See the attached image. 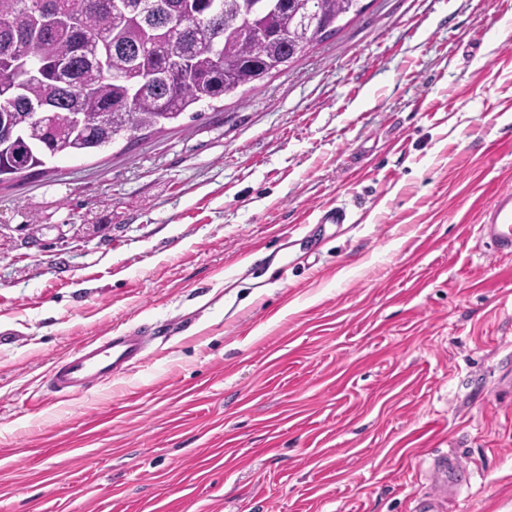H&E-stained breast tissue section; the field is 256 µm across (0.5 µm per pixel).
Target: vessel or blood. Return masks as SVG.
<instances>
[{
    "label": "vessel or blood",
    "mask_w": 512,
    "mask_h": 512,
    "mask_svg": "<svg viewBox=\"0 0 512 512\" xmlns=\"http://www.w3.org/2000/svg\"><path fill=\"white\" fill-rule=\"evenodd\" d=\"M478 233L496 253H512V190L497 191L481 212ZM153 338L129 331L92 340L78 351L56 361L46 374L59 399L77 402L91 384L125 375L145 353Z\"/></svg>",
    "instance_id": "vessel-or-blood-1"
}]
</instances>
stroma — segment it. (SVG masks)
Listing matches in <instances>:
<instances>
[{"label": "stroma", "instance_id": "35a3bbf8", "mask_svg": "<svg viewBox=\"0 0 512 512\" xmlns=\"http://www.w3.org/2000/svg\"><path fill=\"white\" fill-rule=\"evenodd\" d=\"M362 2L199 119L0 185V512H512V254L477 233L512 0ZM138 327L80 412L43 385Z\"/></svg>", "mask_w": 512, "mask_h": 512}]
</instances>
